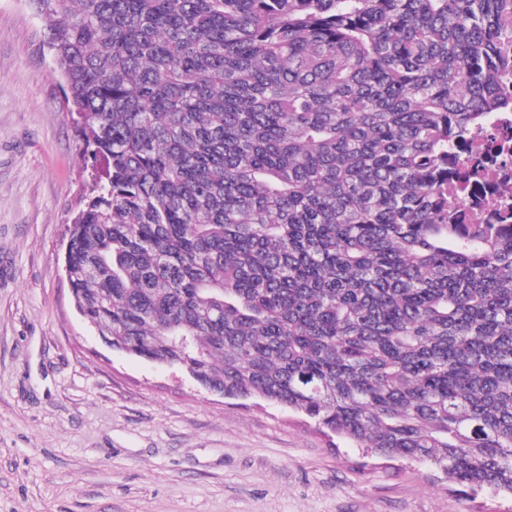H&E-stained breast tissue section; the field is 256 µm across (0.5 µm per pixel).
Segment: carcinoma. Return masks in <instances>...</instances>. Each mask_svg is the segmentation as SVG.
I'll list each match as a JSON object with an SVG mask.
<instances>
[{"label": "carcinoma", "mask_w": 512, "mask_h": 512, "mask_svg": "<svg viewBox=\"0 0 512 512\" xmlns=\"http://www.w3.org/2000/svg\"><path fill=\"white\" fill-rule=\"evenodd\" d=\"M92 183L65 265L112 345L512 495V223L448 165L512 110V0H33Z\"/></svg>", "instance_id": "carcinoma-1"}]
</instances>
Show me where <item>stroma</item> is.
<instances>
[{
	"mask_svg": "<svg viewBox=\"0 0 512 512\" xmlns=\"http://www.w3.org/2000/svg\"><path fill=\"white\" fill-rule=\"evenodd\" d=\"M44 42L0 0V512H512L101 342L62 266L91 170Z\"/></svg>",
	"mask_w": 512,
	"mask_h": 512,
	"instance_id": "stroma-1",
	"label": "stroma"
}]
</instances>
